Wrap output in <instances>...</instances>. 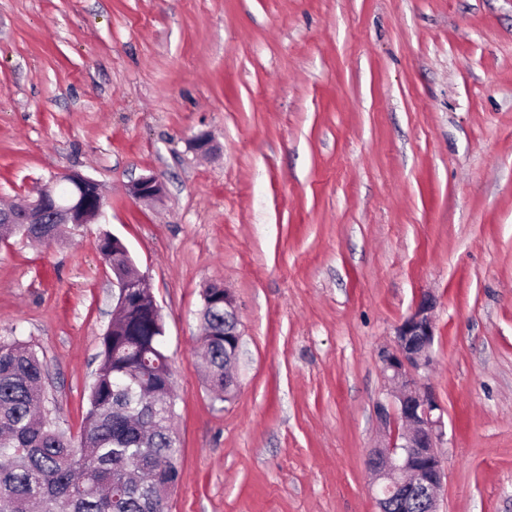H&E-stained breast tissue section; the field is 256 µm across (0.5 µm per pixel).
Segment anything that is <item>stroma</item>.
<instances>
[{
    "instance_id": "1",
    "label": "stroma",
    "mask_w": 512,
    "mask_h": 512,
    "mask_svg": "<svg viewBox=\"0 0 512 512\" xmlns=\"http://www.w3.org/2000/svg\"><path fill=\"white\" fill-rule=\"evenodd\" d=\"M57 172L104 213L0 243V343L79 436L120 237L174 372L171 512H377L380 354L425 294L439 512H512V0H0V203ZM149 174L162 202L128 194ZM213 283L240 316L226 402L197 351Z\"/></svg>"
}]
</instances>
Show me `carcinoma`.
Segmentation results:
<instances>
[{
    "mask_svg": "<svg viewBox=\"0 0 512 512\" xmlns=\"http://www.w3.org/2000/svg\"><path fill=\"white\" fill-rule=\"evenodd\" d=\"M57 224H3L0 234L49 243ZM107 265H127L106 234ZM164 320L151 291L126 306L102 336L79 438L45 407V362L29 344H0V512H169L180 481L176 397L164 351ZM234 330L224 304L209 308L199 340L214 399L227 401L224 352Z\"/></svg>",
    "mask_w": 512,
    "mask_h": 512,
    "instance_id": "carcinoma-1",
    "label": "carcinoma"
}]
</instances>
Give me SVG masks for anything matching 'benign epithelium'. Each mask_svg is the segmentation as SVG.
Wrapping results in <instances>:
<instances>
[{"mask_svg": "<svg viewBox=\"0 0 512 512\" xmlns=\"http://www.w3.org/2000/svg\"><path fill=\"white\" fill-rule=\"evenodd\" d=\"M63 182L74 183L90 192L85 200L61 204L56 188ZM165 193L164 183L155 175L133 181L128 189L132 198L157 202ZM103 210L99 184L79 174L51 175L36 194L20 205L0 208L1 224H90ZM115 309L125 307L140 294L143 279L128 273H116ZM436 301L424 295L414 311L396 327L394 348L381 357L382 372L390 385V405L379 406L383 429L381 444L368 457L372 475L371 489L376 491L379 512L386 502L401 498L415 488L420 492L426 512H439L438 497L446 473L440 442L443 438L441 409L432 388L425 382L433 356Z\"/></svg>", "mask_w": 512, "mask_h": 512, "instance_id": "7a95c632", "label": "benign epithelium"}]
</instances>
